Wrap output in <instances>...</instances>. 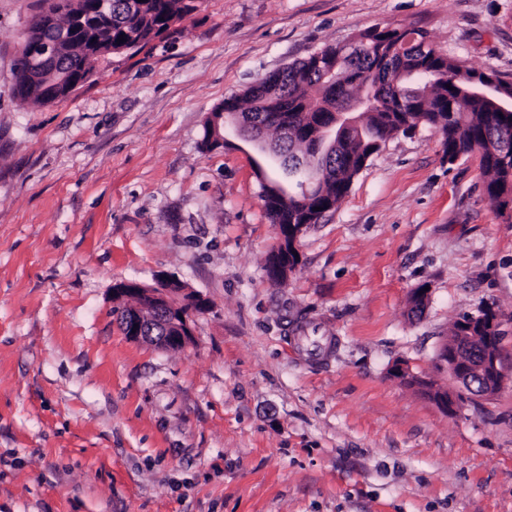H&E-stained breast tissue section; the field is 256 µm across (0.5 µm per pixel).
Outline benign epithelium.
<instances>
[{"instance_id":"7a95c632","label":"benign epithelium","mask_w":512,"mask_h":512,"mask_svg":"<svg viewBox=\"0 0 512 512\" xmlns=\"http://www.w3.org/2000/svg\"><path fill=\"white\" fill-rule=\"evenodd\" d=\"M60 43L24 38L19 58L29 62L26 78L37 80L36 74L45 68L50 58L57 56ZM499 87L498 77L490 72L473 79L474 91L488 94ZM234 135L250 142L264 158H278L277 146L251 130L250 122L236 113L231 118ZM305 225L293 224L286 230L289 249L285 251V267H293L296 242ZM115 298L123 301L119 312L128 326L129 338L145 341L163 350L183 349L193 343V323L196 314L204 311L206 301L199 295H181V291L167 282L144 287L137 282H124L112 289ZM502 322L497 313L486 311L460 320L457 336L443 344L438 354L439 368L448 373L455 389H445L430 382L422 390L436 397L441 405L453 406L459 393L490 397L504 384L498 357L499 333Z\"/></svg>"}]
</instances>
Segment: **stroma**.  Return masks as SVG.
Returning <instances> with one entry per match:
<instances>
[{"instance_id": "obj_1", "label": "stroma", "mask_w": 512, "mask_h": 512, "mask_svg": "<svg viewBox=\"0 0 512 512\" xmlns=\"http://www.w3.org/2000/svg\"><path fill=\"white\" fill-rule=\"evenodd\" d=\"M48 0H0V512H512V212L477 156L421 127L279 240L224 98L375 26L512 81V0H200L70 97L20 101L13 68ZM178 282L194 342L130 341L114 284ZM427 291L411 316L416 289ZM490 307L507 379L452 411L441 345Z\"/></svg>"}]
</instances>
